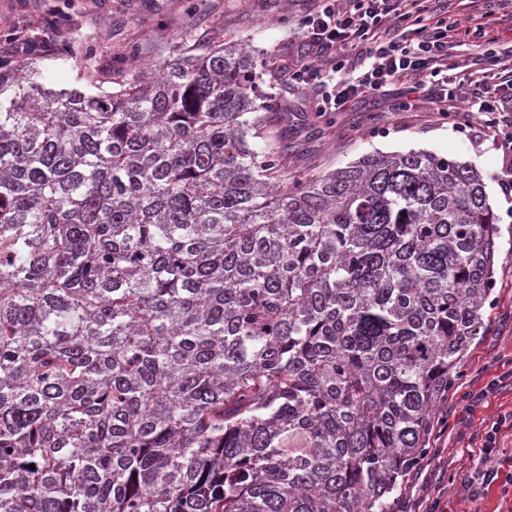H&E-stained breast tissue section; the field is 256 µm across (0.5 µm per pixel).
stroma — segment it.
I'll return each instance as SVG.
<instances>
[{
  "label": "stroma",
  "mask_w": 512,
  "mask_h": 512,
  "mask_svg": "<svg viewBox=\"0 0 512 512\" xmlns=\"http://www.w3.org/2000/svg\"><path fill=\"white\" fill-rule=\"evenodd\" d=\"M307 0H0V54L18 55L38 28H51L39 55L53 57L58 42L81 40L93 50L99 67L136 53L149 62L179 38L212 30L225 41L256 52L257 71L267 93L268 111L277 113V131L293 147L282 155L289 180L340 168L376 153L426 150L472 164L483 176L488 200L500 224L495 263V305L485 313L487 331L474 342L460 365V377L442 410L447 420L435 430L427 455L406 476L395 494L394 512H412L415 502L440 499L447 512H512V438L499 441L489 466L497 480L479 502L459 491L463 474L475 467L469 446L500 414L512 410V385L469 407L467 397L492 379L512 371V198L500 178L508 163L492 137L458 125L422 98L415 111L398 108L399 92L356 101L347 110L318 115L309 96L289 86L285 64L288 44L296 40ZM448 19L454 40L488 50L512 46V4L485 15L481 0H451Z\"/></svg>",
  "instance_id": "35a3bbf8"
}]
</instances>
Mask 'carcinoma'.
<instances>
[{"label": "carcinoma", "instance_id": "cac0c4a2", "mask_svg": "<svg viewBox=\"0 0 512 512\" xmlns=\"http://www.w3.org/2000/svg\"><path fill=\"white\" fill-rule=\"evenodd\" d=\"M40 42L0 55V512H391L487 328L482 175L285 184L246 48L66 42V88Z\"/></svg>", "mask_w": 512, "mask_h": 512}]
</instances>
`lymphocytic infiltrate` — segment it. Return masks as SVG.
<instances>
[{"label":"lymphocytic infiltrate","instance_id":"1","mask_svg":"<svg viewBox=\"0 0 512 512\" xmlns=\"http://www.w3.org/2000/svg\"><path fill=\"white\" fill-rule=\"evenodd\" d=\"M357 43L356 57L344 49ZM461 79L449 77L448 0H313L288 82L312 94L319 113L400 85L401 110L425 95L462 112L512 150V54L458 49Z\"/></svg>","mask_w":512,"mask_h":512}]
</instances>
